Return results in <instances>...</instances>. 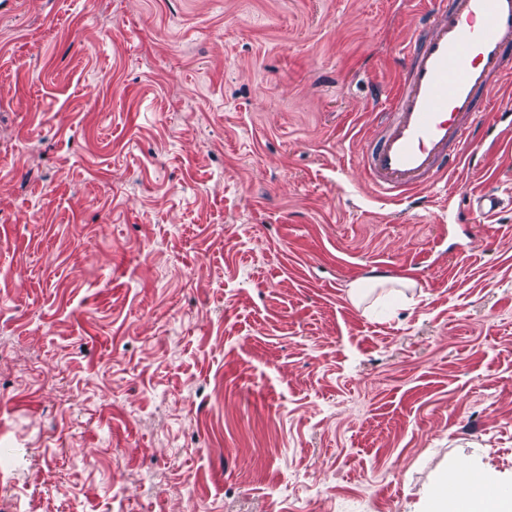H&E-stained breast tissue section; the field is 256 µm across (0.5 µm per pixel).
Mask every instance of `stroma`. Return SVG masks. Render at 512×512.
Instances as JSON below:
<instances>
[{"instance_id": "1", "label": "stroma", "mask_w": 512, "mask_h": 512, "mask_svg": "<svg viewBox=\"0 0 512 512\" xmlns=\"http://www.w3.org/2000/svg\"><path fill=\"white\" fill-rule=\"evenodd\" d=\"M415 3L0 0V512L512 490V146L420 204L356 164ZM471 211L479 217L491 216L500 206L499 197L493 192L480 191L471 194ZM415 283L409 279L393 280L382 277L369 279H357L348 284V296L351 301L360 305L367 297L368 293L376 288H386L391 291L413 288Z\"/></svg>"}]
</instances>
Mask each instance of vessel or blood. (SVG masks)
<instances>
[{
  "mask_svg": "<svg viewBox=\"0 0 512 512\" xmlns=\"http://www.w3.org/2000/svg\"><path fill=\"white\" fill-rule=\"evenodd\" d=\"M421 23L427 34L404 48L386 122L357 161L378 193L398 201H414L481 150L500 118L492 96L512 75V0H422ZM499 205L480 191L470 208L488 217Z\"/></svg>",
  "mask_w": 512,
  "mask_h": 512,
  "instance_id": "vessel-or-blood-1",
  "label": "vessel or blood"
}]
</instances>
